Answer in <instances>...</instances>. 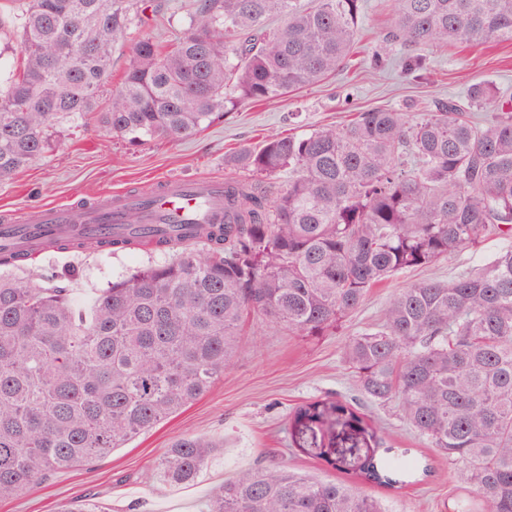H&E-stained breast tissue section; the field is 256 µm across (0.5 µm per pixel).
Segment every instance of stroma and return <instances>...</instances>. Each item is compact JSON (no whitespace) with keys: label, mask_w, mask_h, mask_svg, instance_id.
I'll use <instances>...</instances> for the list:
<instances>
[{"label":"stroma","mask_w":512,"mask_h":512,"mask_svg":"<svg viewBox=\"0 0 512 512\" xmlns=\"http://www.w3.org/2000/svg\"><path fill=\"white\" fill-rule=\"evenodd\" d=\"M192 2L169 0L171 18L166 21L154 13L156 0H140L143 33L169 43L181 30ZM390 18V0H364L353 50L335 75L261 105H243L181 141L132 143L101 129L92 115L64 124L56 148L0 185V219L14 210L50 203L81 207L119 190L154 191L173 176L244 179L247 171L224 166L225 156L241 146H258L273 134L340 128L356 112L372 107L393 108L414 119L432 109L435 100L464 96L476 79L493 81L512 95V43L427 48L431 72L418 77L403 70L399 48L385 40ZM376 52L390 57L385 70L372 68L370 60ZM501 245V240H488L431 267L385 281L372 288L365 304L331 335H291L262 317H251L233 363L202 397L94 463L56 473L25 495L0 501V512H57L61 504L82 496L104 512H204L212 491L225 479L273 462L316 480L353 484L350 474L299 448L290 429L294 407L330 394L372 418L382 429L385 445L410 449L418 466L429 470L401 488L365 486V493L378 500L385 512H448L452 501L475 504L473 491L456 469L401 418L397 408L375 404L357 390L342 360V348L379 318L400 288L424 278L453 279L485 264ZM167 258V253L152 249L92 252L68 259L52 252L20 266H0V275L28 281L39 273H67L73 304L88 313L100 291L112 282ZM186 434L218 446L194 484L145 481L151 466Z\"/></svg>","instance_id":"obj_1"}]
</instances>
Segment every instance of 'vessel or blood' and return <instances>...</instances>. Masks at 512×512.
I'll list each match as a JSON object with an SVG mask.
<instances>
[{"label":"vessel or blood","instance_id":"b4317fda","mask_svg":"<svg viewBox=\"0 0 512 512\" xmlns=\"http://www.w3.org/2000/svg\"><path fill=\"white\" fill-rule=\"evenodd\" d=\"M143 203L139 197L118 194L79 212L54 204L25 210L0 225V245L34 258L51 252L52 241L68 235L126 234L130 231L126 212ZM144 204L168 218L164 227L168 237L189 235L195 225L223 223L224 183L207 177L172 178Z\"/></svg>","mask_w":512,"mask_h":512}]
</instances>
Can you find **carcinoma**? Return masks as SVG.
Here are the masks:
<instances>
[{"instance_id":"cac0c4a2","label":"carcinoma","mask_w":512,"mask_h":512,"mask_svg":"<svg viewBox=\"0 0 512 512\" xmlns=\"http://www.w3.org/2000/svg\"><path fill=\"white\" fill-rule=\"evenodd\" d=\"M387 40L410 73L416 50L512 43V0H392ZM364 0H194L169 44L134 39L108 103L117 43L138 32L134 0H24L11 18L22 64L0 94V184L56 146L89 113L137 142L189 138L243 102L313 86L349 56ZM282 23L270 28L266 19ZM251 173L224 181V223L203 241L127 239L171 259L136 268L73 309L62 284L0 278V499L122 448L204 395L233 361L242 325L260 315L300 336L338 331L371 288L489 237L512 238V103L489 80L411 119L377 107L343 128L268 136L224 157ZM288 172L280 186L266 178ZM354 384L458 467L475 512H512V244L475 273L397 291L380 322L344 346ZM346 421L370 440L355 468L399 488L408 450L383 447L373 421L325 396L296 406L292 429ZM216 445L176 438L152 475L197 478ZM206 512H381L342 483L282 465L224 481Z\"/></svg>"}]
</instances>
